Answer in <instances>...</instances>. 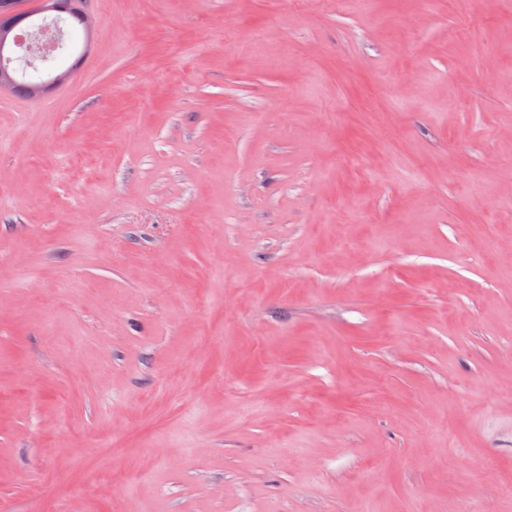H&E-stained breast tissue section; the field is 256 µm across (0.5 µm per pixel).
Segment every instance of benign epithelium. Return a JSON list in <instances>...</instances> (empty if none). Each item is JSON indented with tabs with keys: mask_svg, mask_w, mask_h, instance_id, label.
I'll return each mask as SVG.
<instances>
[{
	"mask_svg": "<svg viewBox=\"0 0 512 512\" xmlns=\"http://www.w3.org/2000/svg\"><path fill=\"white\" fill-rule=\"evenodd\" d=\"M27 0H13L12 14L18 16L31 17L30 23L26 25V38H21L14 31V25L11 21L0 23V89L7 90L12 84L11 73L17 61L22 56L17 54V50L25 49V55L33 53V48H38V54L45 60L54 56L59 49V41L48 42L45 39L46 27L36 20L38 16H46L58 11V4L55 0H39V7L36 10L26 8ZM73 69H56L52 71L47 80L31 88V96L39 99L45 93L53 88L67 82L71 77Z\"/></svg>",
	"mask_w": 512,
	"mask_h": 512,
	"instance_id": "obj_1",
	"label": "benign epithelium"
}]
</instances>
